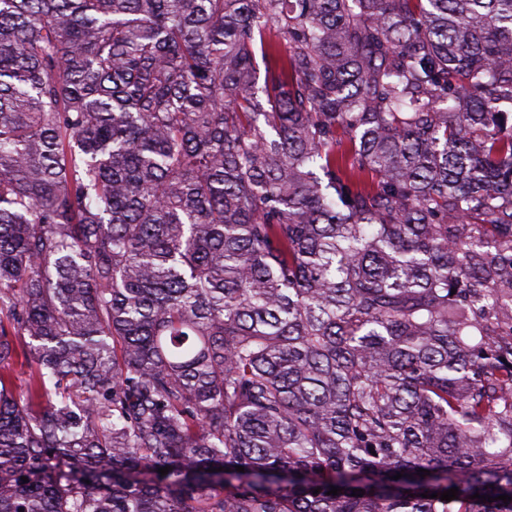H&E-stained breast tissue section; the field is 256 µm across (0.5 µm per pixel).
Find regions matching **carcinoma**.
<instances>
[{
  "label": "carcinoma",
  "instance_id": "obj_1",
  "mask_svg": "<svg viewBox=\"0 0 512 512\" xmlns=\"http://www.w3.org/2000/svg\"><path fill=\"white\" fill-rule=\"evenodd\" d=\"M503 102L512 0H0V512H512ZM26 341H29L26 337ZM24 338L18 340V355L15 357L12 368V378L14 386L18 393L24 392L25 384L30 374V356L29 349L26 347Z\"/></svg>",
  "mask_w": 512,
  "mask_h": 512
}]
</instances>
